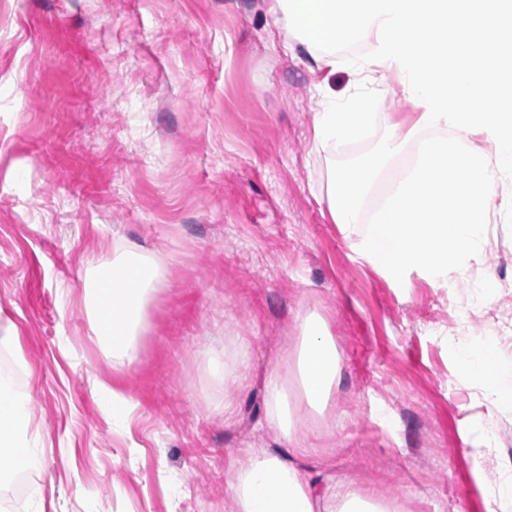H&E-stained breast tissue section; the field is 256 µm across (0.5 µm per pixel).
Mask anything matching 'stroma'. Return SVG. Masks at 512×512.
Returning a JSON list of instances; mask_svg holds the SVG:
<instances>
[{
	"mask_svg": "<svg viewBox=\"0 0 512 512\" xmlns=\"http://www.w3.org/2000/svg\"><path fill=\"white\" fill-rule=\"evenodd\" d=\"M274 0H0V327L45 466L5 512H224L236 449L267 416L265 377L300 311L342 356L336 470L410 512H512V411L449 353L493 333L512 359V185L465 272L393 285L328 210L334 161L313 115L351 65L284 53ZM398 70L364 83L410 112ZM154 254L168 285L128 371L89 339L91 262ZM497 279L478 298L481 271ZM254 361L217 406L212 354ZM136 404L112 426L98 383Z\"/></svg>",
	"mask_w": 512,
	"mask_h": 512,
	"instance_id": "1",
	"label": "stroma"
}]
</instances>
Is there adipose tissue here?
<instances>
[{
  "label": "adipose tissue",
  "mask_w": 512,
  "mask_h": 512,
  "mask_svg": "<svg viewBox=\"0 0 512 512\" xmlns=\"http://www.w3.org/2000/svg\"><path fill=\"white\" fill-rule=\"evenodd\" d=\"M113 277L85 291L90 340L112 356V365L131 369L140 356V339L147 331V308L165 287L164 267L132 252L113 253ZM451 349L474 379L485 384L500 404L512 407V361L500 356L498 341L489 335L477 345L451 342ZM252 361L246 344L232 357L214 360L211 372L224 391L225 415H232L230 388L241 385ZM342 358L326 319L317 314L299 317V334L292 352L268 372L267 424L269 448H240L230 456L233 480L227 489L225 512H407L403 504L378 491L361 493L354 481L336 475L330 462L316 472L302 470L301 460L322 453L323 420L336 408L342 382ZM300 402L313 421L299 429L292 404ZM28 398L18 393L0 401V474L10 475L41 465L45 449L40 434H27Z\"/></svg>",
  "instance_id": "obj_1"
}]
</instances>
